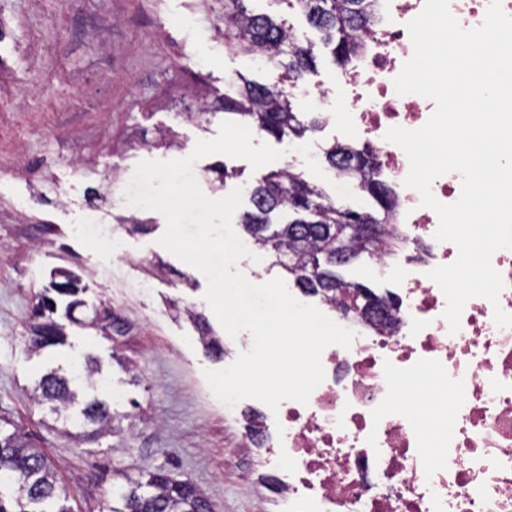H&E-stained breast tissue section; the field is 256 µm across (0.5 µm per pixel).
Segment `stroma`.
Listing matches in <instances>:
<instances>
[{"mask_svg":"<svg viewBox=\"0 0 512 512\" xmlns=\"http://www.w3.org/2000/svg\"><path fill=\"white\" fill-rule=\"evenodd\" d=\"M284 18L310 46L316 67L298 83L282 68L224 46V0H0V416L17 423L57 466L73 512H108L113 471L130 476L165 468L189 478L214 512H253L264 487L251 475L249 427L264 405L241 400L232 415L203 372L230 365L209 356L185 315L195 307L222 344L231 339L203 295L206 278L158 245L166 221L127 205L124 190L139 161L187 156L217 136L225 92L238 77L287 88L294 111H320L305 154L283 156L337 203L374 211L371 198L338 182L324 160L336 140L340 93L322 35L286 0H251ZM324 105H317L320 90ZM171 134L159 144L160 132ZM233 178L218 186L222 170ZM217 199L258 178L249 163L223 155L199 160ZM111 225L122 245L106 253L90 228ZM67 270L84 288L76 323L64 310L62 347L32 351L28 316L35 293ZM103 309L122 332L105 337L89 324ZM99 358L108 380L98 396L116 415L114 429L91 436L57 419L29 393L55 367ZM246 449L228 453L229 445Z\"/></svg>","mask_w":512,"mask_h":512,"instance_id":"stroma-1","label":"stroma"}]
</instances>
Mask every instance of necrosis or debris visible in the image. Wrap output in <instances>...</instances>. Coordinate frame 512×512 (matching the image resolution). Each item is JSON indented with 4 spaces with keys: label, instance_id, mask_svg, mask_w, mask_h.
<instances>
[{
    "label": "necrosis or debris",
    "instance_id": "obj_1",
    "mask_svg": "<svg viewBox=\"0 0 512 512\" xmlns=\"http://www.w3.org/2000/svg\"><path fill=\"white\" fill-rule=\"evenodd\" d=\"M424 6L377 0L374 25L339 74L351 98L340 131L374 154L396 198L388 229L399 247L372 262L396 288L390 322L336 314L356 333L351 348L327 347L325 378L308 403L282 402L269 417L256 463L282 474L279 512H512V326L493 320L498 308L512 315V250L491 258L505 283L498 303L470 299L449 334L445 297L427 273L454 262L458 249L435 240L438 217L405 186L408 158L384 138L433 112L394 88L413 52L407 24ZM426 372L443 385L423 418L402 405L397 382ZM427 418L440 427L430 441Z\"/></svg>",
    "mask_w": 512,
    "mask_h": 512
}]
</instances>
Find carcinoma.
Returning a JSON list of instances; mask_svg holds the SVG:
<instances>
[{
  "mask_svg": "<svg viewBox=\"0 0 512 512\" xmlns=\"http://www.w3.org/2000/svg\"><path fill=\"white\" fill-rule=\"evenodd\" d=\"M245 0H224V45L244 55L265 59L301 79L316 65L313 52L298 44L288 30L267 12L250 11ZM374 0H298L308 23L324 35L331 46L333 63L343 68L355 49L358 33L373 16ZM224 114L238 116L279 143L301 139L317 129V120L300 119L285 91L264 84L243 81L236 93L224 94ZM328 166L349 175L358 190L376 203L374 212L358 211L336 203L317 187L304 181L291 167L273 171L247 188L250 209L239 224L244 236L282 267L296 286L330 304L344 292L356 305L371 306L388 318L386 297L361 283L341 278L336 268L362 254L391 252L392 234L385 230L396 202L389 186L376 176L373 154L350 145L325 151ZM369 222L380 230L372 242L348 235L349 224ZM56 280L37 295L30 316L33 351L66 343L64 325L54 319L58 304L66 312L83 305L77 298L83 291L80 280L68 271L55 273ZM200 332L206 351L221 352L209 337L202 315L188 311ZM75 378L58 370L43 375L36 390L37 401L51 404L56 414L78 404L72 388ZM79 410L83 422L101 429L115 420L107 404L93 397ZM66 489L60 485L50 460L29 443L18 428L0 429V512H71L62 504ZM204 494L190 480L177 479L158 468L132 478L112 473L111 512H202Z\"/></svg>",
  "mask_w": 512,
  "mask_h": 512,
  "instance_id": "obj_1",
  "label": "carcinoma"
}]
</instances>
